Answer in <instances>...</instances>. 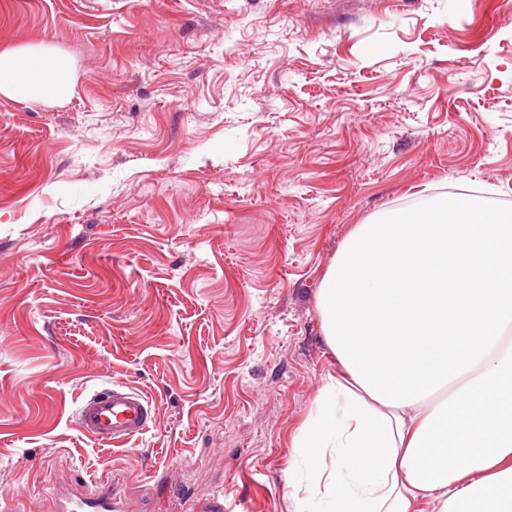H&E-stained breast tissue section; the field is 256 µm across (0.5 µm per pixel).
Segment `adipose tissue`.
I'll return each instance as SVG.
<instances>
[{
  "label": "adipose tissue",
  "instance_id": "ef3b65f1",
  "mask_svg": "<svg viewBox=\"0 0 512 512\" xmlns=\"http://www.w3.org/2000/svg\"><path fill=\"white\" fill-rule=\"evenodd\" d=\"M74 83L57 48L0 49L2 96ZM317 308L338 367L291 442L292 512H512V213L459 193L357 225Z\"/></svg>",
  "mask_w": 512,
  "mask_h": 512
}]
</instances>
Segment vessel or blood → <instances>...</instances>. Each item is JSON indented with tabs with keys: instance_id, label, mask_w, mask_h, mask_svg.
<instances>
[{
	"instance_id": "obj_1",
	"label": "vessel or blood",
	"mask_w": 512,
	"mask_h": 512,
	"mask_svg": "<svg viewBox=\"0 0 512 512\" xmlns=\"http://www.w3.org/2000/svg\"><path fill=\"white\" fill-rule=\"evenodd\" d=\"M154 419L150 402L131 388L115 385L95 391L80 405L78 429L97 442L117 445L147 431ZM57 512H126L110 479L94 486L57 491Z\"/></svg>"
}]
</instances>
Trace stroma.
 Here are the masks:
<instances>
[{"label": "stroma", "instance_id": "1", "mask_svg": "<svg viewBox=\"0 0 512 512\" xmlns=\"http://www.w3.org/2000/svg\"><path fill=\"white\" fill-rule=\"evenodd\" d=\"M72 96H0V512L100 475L131 512H290L356 225L512 211V0H0ZM128 386L122 447L76 425ZM153 419L150 402L123 385L95 391L81 403L76 416L82 433L107 445L145 433Z\"/></svg>", "mask_w": 512, "mask_h": 512}]
</instances>
